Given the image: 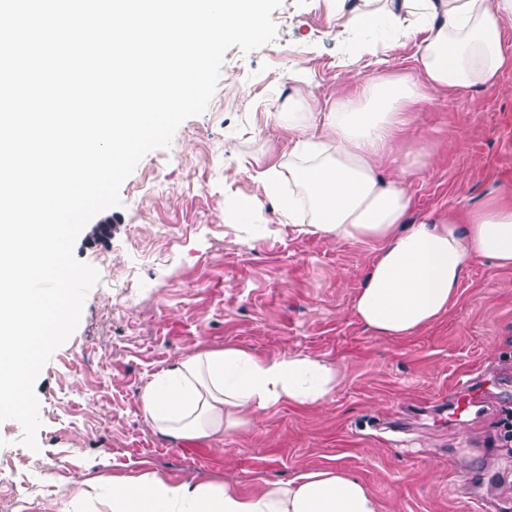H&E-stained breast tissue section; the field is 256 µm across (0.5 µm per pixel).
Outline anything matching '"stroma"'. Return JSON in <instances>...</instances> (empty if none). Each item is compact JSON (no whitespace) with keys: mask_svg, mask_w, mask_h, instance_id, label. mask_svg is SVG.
<instances>
[{"mask_svg":"<svg viewBox=\"0 0 512 512\" xmlns=\"http://www.w3.org/2000/svg\"><path fill=\"white\" fill-rule=\"evenodd\" d=\"M272 19L275 39L248 54L228 49L206 110L147 153L120 205L78 235L73 254L100 281L35 380L38 450L21 444L18 421H0L10 512H96L97 503H74L79 483L147 471L174 483L231 478L251 493L338 467L381 512H478L512 488V444L500 436L512 413V266L471 259L448 312L384 338L351 312L371 247L303 232L266 198L257 224L233 223L259 175L288 160L290 135L274 113L308 101L325 108L378 71H414L410 44L357 54L336 0H282ZM403 146L428 154L410 182L409 222L512 203V68L493 86L423 104ZM227 344L322 357L343 383L321 407L257 412L221 442L156 436L144 385L185 353ZM487 373L500 376L494 402L465 428L427 418L460 379Z\"/></svg>","mask_w":512,"mask_h":512,"instance_id":"obj_1","label":"stroma"}]
</instances>
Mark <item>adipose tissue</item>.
I'll return each mask as SVG.
<instances>
[{
	"mask_svg": "<svg viewBox=\"0 0 512 512\" xmlns=\"http://www.w3.org/2000/svg\"><path fill=\"white\" fill-rule=\"evenodd\" d=\"M348 27H384L383 40L364 42L373 54L414 41L415 75L377 73L338 95L328 111L314 104L288 115L299 131L288 166L258 179L279 200L289 223L353 244L375 255L353 314L381 336L404 337L450 308L472 257L512 266V205L487 203L464 218L410 224L406 161L394 177L379 170L411 127L414 109L437 93L492 86L512 68L502 49V19L512 0H400L381 12L372 0H338ZM292 187L280 195L281 181ZM343 382L340 367L300 353L264 356L238 345L184 354L153 375L140 394L144 416L160 436L220 440L246 427L253 413L282 404L317 407ZM102 512H380L373 493L346 471L310 470L245 493L232 480L171 483L145 472L113 478L109 494L91 479L74 493Z\"/></svg>",
	"mask_w": 512,
	"mask_h": 512,
	"instance_id": "obj_1",
	"label": "adipose tissue"
}]
</instances>
